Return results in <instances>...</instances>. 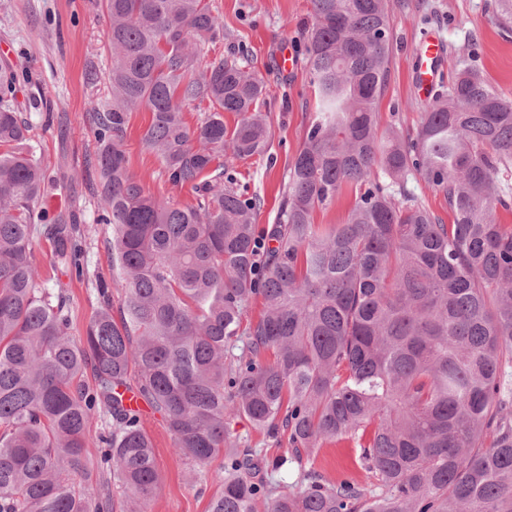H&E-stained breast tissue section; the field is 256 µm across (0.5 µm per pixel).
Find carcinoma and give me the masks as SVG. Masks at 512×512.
Wrapping results in <instances>:
<instances>
[{"label": "carcinoma", "instance_id": "cac0c4a2", "mask_svg": "<svg viewBox=\"0 0 512 512\" xmlns=\"http://www.w3.org/2000/svg\"><path fill=\"white\" fill-rule=\"evenodd\" d=\"M311 5L316 116L275 223L260 227L262 198L240 193L224 161L267 151L269 90L242 59L208 56L224 42L210 0H102L112 96L90 109L92 166L124 296L117 320L96 284L100 309L79 342L62 289L31 257L42 235L83 277L79 228L63 214L35 223L46 176L0 60V512H113L114 488L126 512H147L155 446L121 388L161 416L191 482L224 457L210 512H256L261 499L271 512H512V224L496 218L512 194V99L468 65L414 136L382 139L389 0ZM187 105L204 113L192 128ZM140 109L151 114L142 148L194 203L152 196L130 170L124 134ZM226 112L238 116L231 129ZM413 175L454 223L407 189ZM345 187V222L313 223ZM257 302L259 318L244 322ZM236 420L287 437L288 450L239 447ZM343 438L377 489L303 468ZM295 465L296 482L273 494L267 475Z\"/></svg>", "mask_w": 512, "mask_h": 512}]
</instances>
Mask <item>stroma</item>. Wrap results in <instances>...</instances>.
<instances>
[{"label":"stroma","mask_w":512,"mask_h":512,"mask_svg":"<svg viewBox=\"0 0 512 512\" xmlns=\"http://www.w3.org/2000/svg\"><path fill=\"white\" fill-rule=\"evenodd\" d=\"M224 21L226 36L218 45L225 55H245L252 71L264 77L270 90L266 112L269 150L261 157L236 161L226 172L241 189L260 195L264 204L260 225L274 223L289 163L303 145L315 112L310 76L305 68L306 28L311 21L310 0H212ZM393 47L390 76L379 103V131L395 128L415 134L419 110L415 52L423 32L436 31L448 45L440 84H448L464 65L476 66L499 92L512 98V33L504 31L495 0H391ZM475 44L476 54L463 49ZM294 53L292 71L282 70V51ZM8 59L22 80L17 99L27 105V117L39 143L38 157L48 188L37 210L53 217L70 215L80 229L85 281L59 264L45 238H34L32 260L43 278L60 284L72 318V334L83 337L100 303L96 282L112 288V307L120 309L122 282L112 268L106 240L111 234L98 221L97 176L87 160L95 153L90 102L110 97L106 73L111 66L108 30L99 0H0V59ZM151 120L148 112L129 114L124 137L132 172L143 178L154 196L179 203L193 200L190 189L173 186L161 161L142 149L140 136ZM142 421L156 446L161 489L148 512H207L222 489L221 461L207 468L208 478L191 486L185 465L172 446L161 416L144 410ZM359 450L344 439L314 450L310 465L318 472L350 477L366 488L377 481L361 467Z\"/></svg>","instance_id":"35a3bbf8"}]
</instances>
